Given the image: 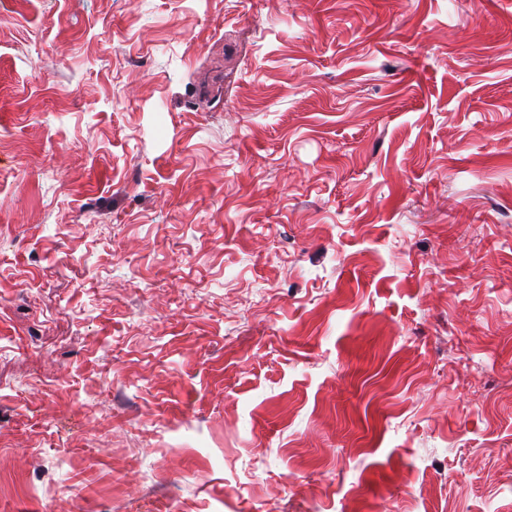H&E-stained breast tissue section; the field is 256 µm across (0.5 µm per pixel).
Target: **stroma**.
Wrapping results in <instances>:
<instances>
[{
    "label": "stroma",
    "instance_id": "stroma-1",
    "mask_svg": "<svg viewBox=\"0 0 512 512\" xmlns=\"http://www.w3.org/2000/svg\"><path fill=\"white\" fill-rule=\"evenodd\" d=\"M0 512H512V0H0Z\"/></svg>",
    "mask_w": 512,
    "mask_h": 512
}]
</instances>
